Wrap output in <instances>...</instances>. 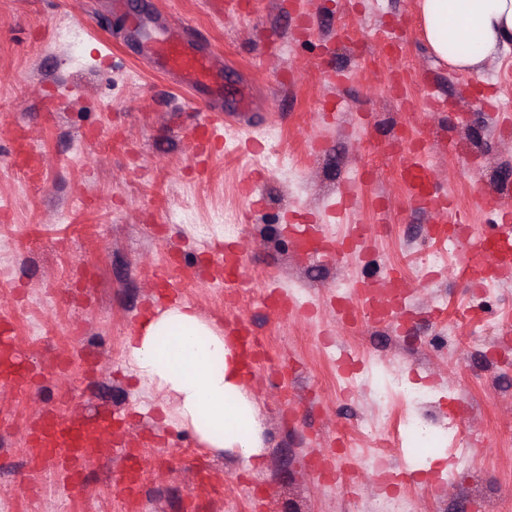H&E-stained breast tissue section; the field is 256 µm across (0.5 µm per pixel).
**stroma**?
<instances>
[{
  "label": "stroma",
  "instance_id": "1",
  "mask_svg": "<svg viewBox=\"0 0 512 512\" xmlns=\"http://www.w3.org/2000/svg\"><path fill=\"white\" fill-rule=\"evenodd\" d=\"M224 2L126 3L160 27L189 22L223 62L224 147L209 157L205 95L157 70L108 0H0V319L35 375L0 386V512H512V277L473 306L465 250L448 253L447 223L404 174L420 152L433 195L487 235L481 195L512 202V49L450 69L416 0H241L231 17ZM278 153L292 166L273 167ZM301 216L335 258L297 251L286 228ZM358 224L372 231L357 250ZM227 243L230 289L212 257ZM433 251L449 255L437 272ZM160 275L252 337L262 469L151 414L160 391L124 343L163 307ZM389 276L406 294L387 321L355 294L354 325L337 320L336 284ZM62 400L122 416L139 495L107 444L80 491L31 469L26 439Z\"/></svg>",
  "mask_w": 512,
  "mask_h": 512
}]
</instances>
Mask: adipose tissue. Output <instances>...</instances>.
<instances>
[{"label": "adipose tissue", "mask_w": 512, "mask_h": 512, "mask_svg": "<svg viewBox=\"0 0 512 512\" xmlns=\"http://www.w3.org/2000/svg\"><path fill=\"white\" fill-rule=\"evenodd\" d=\"M417 9L431 51L455 70H474L512 44V0H417ZM125 351L137 376L163 391L152 410L164 423L260 460L258 409L240 355L220 329L192 307L173 305L146 318Z\"/></svg>", "instance_id": "ef3b65f1"}]
</instances>
